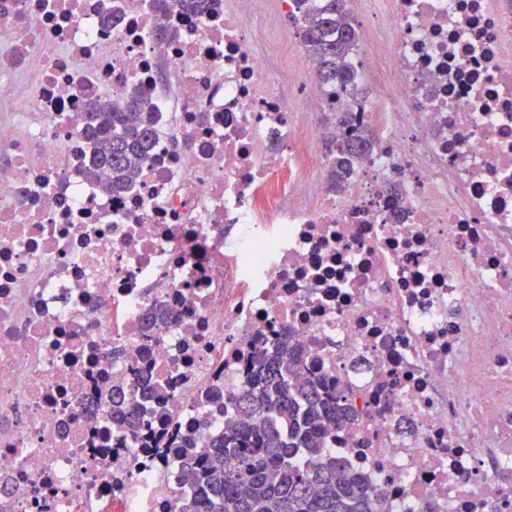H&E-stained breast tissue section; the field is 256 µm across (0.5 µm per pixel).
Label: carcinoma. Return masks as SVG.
I'll return each mask as SVG.
<instances>
[{
  "instance_id": "1",
  "label": "carcinoma",
  "mask_w": 512,
  "mask_h": 512,
  "mask_svg": "<svg viewBox=\"0 0 512 512\" xmlns=\"http://www.w3.org/2000/svg\"><path fill=\"white\" fill-rule=\"evenodd\" d=\"M299 24L305 50L318 63L323 83L336 81L360 95L353 56L360 40L346 0H325L314 12L302 0ZM153 117L139 99L116 107L107 101L85 114L93 144L92 173L108 175L112 187L146 156ZM361 135L331 161V175L343 177L369 149ZM253 385L234 396L238 415L224 421V438L191 459L185 476L199 487L195 512H373L367 480L322 458L316 444L346 419L342 397L323 379L300 372L297 346L280 342L253 361ZM298 456L307 464L293 462Z\"/></svg>"
}]
</instances>
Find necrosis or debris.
Returning a JSON list of instances; mask_svg holds the SVG:
<instances>
[{"label": "necrosis or debris", "instance_id": "4bbe7bcc", "mask_svg": "<svg viewBox=\"0 0 512 512\" xmlns=\"http://www.w3.org/2000/svg\"><path fill=\"white\" fill-rule=\"evenodd\" d=\"M349 2L385 95L309 58L295 112L258 0H0V512H185L172 446L285 336L375 512H512V0ZM133 92L155 139L116 193L83 116ZM370 145L371 139L364 135L348 143L346 148L340 150V153L331 161V175L334 178H342L344 174H348L354 161L360 159Z\"/></svg>", "mask_w": 512, "mask_h": 512}]
</instances>
